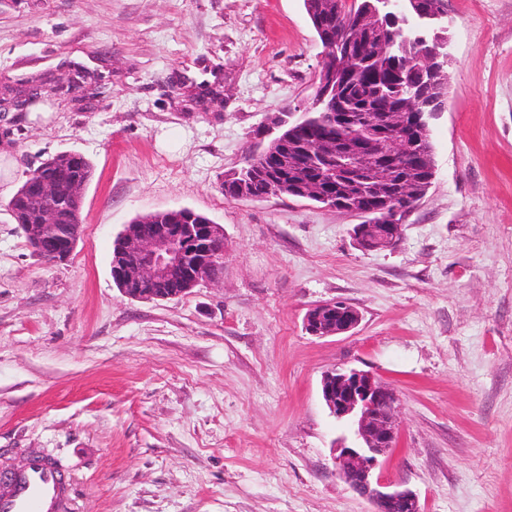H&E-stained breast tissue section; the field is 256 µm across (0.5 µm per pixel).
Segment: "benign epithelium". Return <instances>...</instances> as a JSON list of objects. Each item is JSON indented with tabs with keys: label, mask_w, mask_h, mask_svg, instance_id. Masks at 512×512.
I'll list each match as a JSON object with an SVG mask.
<instances>
[{
	"label": "benign epithelium",
	"mask_w": 512,
	"mask_h": 512,
	"mask_svg": "<svg viewBox=\"0 0 512 512\" xmlns=\"http://www.w3.org/2000/svg\"><path fill=\"white\" fill-rule=\"evenodd\" d=\"M364 23L380 28L392 37L385 46L392 61L396 85L419 90L413 98V114L389 113L371 120L380 130L374 149L384 148L391 156L407 157L412 150L409 127L415 126L421 136L429 132V121L447 108L443 95L448 69V19L446 0H427L409 9V0H376L364 14ZM359 40V29L348 32L345 42L336 43V63L320 66L314 106L328 103L340 83L350 76L347 61L352 57V45ZM402 47L425 46L426 53L418 67L408 72L399 67L392 51ZM292 112H278L258 132L264 139L272 136ZM254 170L248 164L233 170L230 177L238 180L240 195H247ZM44 201L40 221L22 228L33 248L48 260H67L79 240V225L58 223L62 208L55 182L39 178V169L27 175ZM414 187L404 189V200L387 195L378 198L376 207L368 209L361 200L344 205L353 214H379L378 224H358L355 243L363 250L390 248L397 236L410 203L415 198ZM224 229L220 224H164L162 213H149L133 220L114 241L112 269L122 292L136 300H167L177 298L203 281H214L219 275L215 268L223 262ZM361 321L359 311L342 301H328L310 308L304 317L305 331L315 337L337 336L354 330ZM322 398L330 413L352 428L350 443L336 447L334 463L339 475L358 494L367 498L374 512H421L417 495L398 485L387 483L375 475L379 458L395 447L397 396L374 374L355 368L326 372L321 382Z\"/></svg>",
	"instance_id": "7a95c632"
}]
</instances>
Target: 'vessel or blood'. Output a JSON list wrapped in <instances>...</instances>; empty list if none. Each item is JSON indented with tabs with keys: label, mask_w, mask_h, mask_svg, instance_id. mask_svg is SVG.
Segmentation results:
<instances>
[{
	"label": "vessel or blood",
	"mask_w": 512,
	"mask_h": 512,
	"mask_svg": "<svg viewBox=\"0 0 512 512\" xmlns=\"http://www.w3.org/2000/svg\"><path fill=\"white\" fill-rule=\"evenodd\" d=\"M67 485L47 462L34 458L0 493V512H60Z\"/></svg>",
	"instance_id": "obj_1"
}]
</instances>
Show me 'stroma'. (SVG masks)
<instances>
[{"label": "stroma", "instance_id": "1", "mask_svg": "<svg viewBox=\"0 0 512 512\" xmlns=\"http://www.w3.org/2000/svg\"><path fill=\"white\" fill-rule=\"evenodd\" d=\"M448 107L435 177L394 247L304 199L226 201L270 113L313 96L322 47L303 0H0V451L60 460L67 512H372L336 474L348 436L325 372L399 399L384 479L423 512H512V0H447ZM101 89L60 88L76 67ZM75 151L94 174L66 261L35 254L7 204ZM187 207L224 228V270L172 300L124 295L116 236ZM354 306L315 338L311 307ZM361 321L359 311L342 301H328L310 308L304 317V329L311 336L328 337L349 333Z\"/></svg>", "mask_w": 512, "mask_h": 512}]
</instances>
